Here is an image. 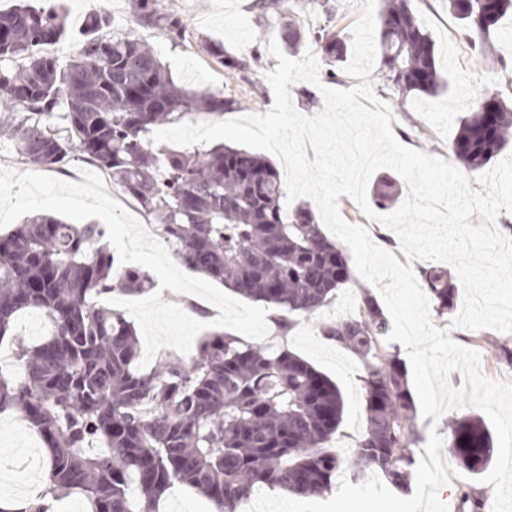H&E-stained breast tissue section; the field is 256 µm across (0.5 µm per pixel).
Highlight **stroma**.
Masks as SVG:
<instances>
[{
  "label": "stroma",
  "instance_id": "obj_1",
  "mask_svg": "<svg viewBox=\"0 0 512 512\" xmlns=\"http://www.w3.org/2000/svg\"><path fill=\"white\" fill-rule=\"evenodd\" d=\"M255 0H163L187 25L185 39L173 41L161 33L140 28L135 23L130 0H58L67 13V25L59 45V56L73 54L85 39L81 23L85 16H107L111 31L134 32L146 41L164 64L168 74L180 85L194 89L221 90L238 101L226 119L268 112L274 102L273 90L266 79L278 61L267 50L270 39L278 37L277 18L259 23L253 7ZM412 8L424 23L435 43L436 66L449 82L448 90L432 95L410 93L398 100L386 90L379 74L369 80L375 96L388 104L394 119L391 128L405 147L442 160H449L448 143L458 128V120L468 111L478 92L495 91L501 86L499 66L483 63L473 54L464 32L442 0H412ZM219 46L225 56H256V63L242 74H235L210 55L208 46ZM338 303L331 304L307 322L301 323L289 337V346L334 380L344 393V419L340 433L345 444H354L365 427L360 376L362 365L347 349L321 336V324L338 318ZM453 313L432 315L433 324L448 331L458 344L480 356V369L492 380L512 381V365L494 357V347L512 342V332L492 329L469 330L452 327ZM420 440L413 448L414 478L410 487L399 489L383 475L370 472L335 481L331 490L320 495L295 496L280 490L262 489L268 512H333L336 502H344L346 512H396L413 505L415 512H460V489L474 484L481 494L485 512H491L492 485L471 482L464 469L448 451V418L432 419L417 415ZM42 443L30 426L12 411L0 413V457L11 463L0 470V499L15 500L27 495L34 478L45 468Z\"/></svg>",
  "mask_w": 512,
  "mask_h": 512
}]
</instances>
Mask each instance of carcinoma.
I'll return each instance as SVG.
<instances>
[{
	"label": "carcinoma",
	"instance_id": "obj_1",
	"mask_svg": "<svg viewBox=\"0 0 512 512\" xmlns=\"http://www.w3.org/2000/svg\"><path fill=\"white\" fill-rule=\"evenodd\" d=\"M382 2L383 76L401 98L438 93L446 83L411 0ZM447 6L462 28L480 35L482 54L490 51L491 27L512 13V0H495L487 23L482 0ZM257 7L261 18L283 20L289 48L306 40L300 14L308 4L257 0ZM321 7L324 24L311 37L332 67L347 34L334 23V7ZM131 9L140 27L186 38L183 19L160 0H131ZM84 27L82 48L63 62L34 53L65 31L56 5L0 11V138L31 166L53 169L73 154L100 169L156 222L157 235L185 267L278 309L279 343L252 345L215 332L189 362L168 354L151 370L140 369L134 326L102 298L115 290L139 295L148 275L114 267L102 225L32 216L0 237V340L23 310L44 312L51 334L36 344H11L18 370H0V410L19 411L36 429L50 483L25 508L0 502V512H53L76 494L87 512H156L175 485L207 497L217 512H239L259 484L309 495L331 489L345 469L406 481L420 432L406 368L399 355L380 348L389 322L372 299L320 327L363 366L365 429L351 454L332 445L343 420L340 388L286 342L353 281L341 247L308 206H287L281 173L262 157L224 144L152 149L143 137L150 129L194 113L221 116L237 101L176 84L146 42L104 34L107 19L99 14ZM486 102L496 112L493 122L477 98L448 142V152L470 171L512 139L508 95L499 90ZM402 192L395 179L381 177L373 203L390 209ZM420 277L439 314L453 307L447 269L423 268ZM448 448L473 476L493 459L491 432L477 416L448 421Z\"/></svg>",
	"mask_w": 512,
	"mask_h": 512
}]
</instances>
